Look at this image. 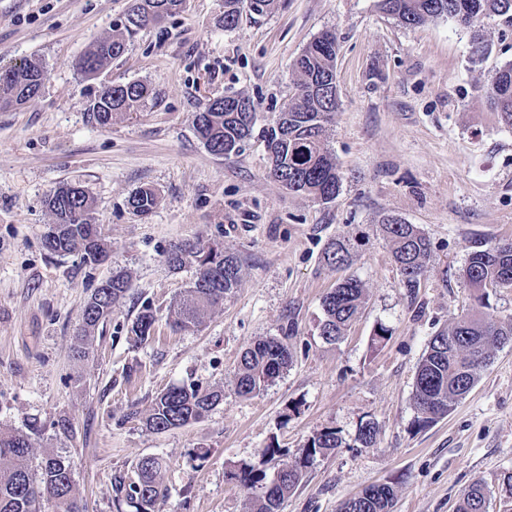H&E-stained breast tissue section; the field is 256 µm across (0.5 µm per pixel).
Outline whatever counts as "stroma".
Instances as JSON below:
<instances>
[{"label": "stroma", "instance_id": "35a3bbf8", "mask_svg": "<svg viewBox=\"0 0 512 512\" xmlns=\"http://www.w3.org/2000/svg\"><path fill=\"white\" fill-rule=\"evenodd\" d=\"M129 3L0 0V66L34 57L45 70L37 97L0 110V424L39 426L35 448L70 461L86 512H134L114 483L147 455L166 464L154 512H252L234 473L270 446L302 457L326 429L341 447L315 459L283 512H338L375 483L393 486V512H456L478 480L499 496L512 475V343L422 431L413 390L431 337L477 306L461 277L469 252L512 240V129L485 95L512 63V25L495 17L471 28L446 18L406 26L379 0H278L227 31L218 24L224 0H186L97 78L83 77L77 57L121 25ZM327 30L338 45L339 108L326 138L343 179L324 204L270 177L266 130L293 91L294 60ZM136 80L154 89L137 114L105 127L90 121L104 85ZM232 94L254 101L258 121L237 154L218 157L198 139L193 115ZM65 183L95 200L104 263L42 244L53 221L45 200ZM142 187L156 205L138 215L128 199ZM387 216L430 242L416 287L403 282L380 231ZM339 237L352 245L343 270L324 260ZM198 239L239 257L241 284L200 327L176 331L169 306L187 297L194 269L170 268L166 253ZM115 269L130 288L89 358L74 360L82 309ZM346 274L363 283L367 303L329 343L319 331L322 299ZM146 305L155 332L137 345L128 329ZM381 325L390 337L375 348ZM281 336L288 370L259 395L236 394L242 351ZM192 383L223 387V401L181 428L143 427L157 394ZM62 417L71 433L56 427ZM369 421L379 433L366 447L357 435Z\"/></svg>", "mask_w": 512, "mask_h": 512}]
</instances>
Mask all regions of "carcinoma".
Wrapping results in <instances>:
<instances>
[{
	"label": "carcinoma",
	"instance_id": "carcinoma-1",
	"mask_svg": "<svg viewBox=\"0 0 512 512\" xmlns=\"http://www.w3.org/2000/svg\"><path fill=\"white\" fill-rule=\"evenodd\" d=\"M185 0H134L125 22L112 34L96 41L79 58V73L91 79L121 57L128 43L144 28L157 24L182 10ZM277 0H224V28L238 24L243 11L263 16L272 11ZM381 8L408 26L448 17L464 27H472L487 17H502L512 25V0H380ZM295 109L278 114L267 130L270 174L285 183L288 190L306 194L324 204L338 194L342 177L336 160L324 139L339 102L320 92L322 79L336 72V35L325 31L315 37L297 57ZM44 80L40 61L29 59L3 70L0 77V109H15L29 100L33 85ZM485 94L502 123L512 128V63L500 68L487 84ZM150 95L141 81L120 83L102 91L89 107V118L100 124L117 114L132 115ZM257 122V109L247 96L210 98L194 113L197 137L213 155L225 158L239 152ZM156 204L149 187L137 190L129 199L136 213H145ZM54 218L47 230H56L53 239L43 238L51 253H78L86 263H97L96 256L107 251L99 226L90 223L95 201L86 189L67 192L59 186L46 199ZM381 229L392 244V257L405 284L413 288L423 275L430 256L427 238L413 224L386 218ZM350 252L346 240L338 239L324 253L327 264L337 268L348 264ZM169 266L180 269L195 266L190 298L172 303L168 320L174 330H191L202 325L224 297L239 286L241 265L238 258L224 253L217 242H183L167 254ZM463 279L468 288L483 287L476 295L483 311L462 316L428 343L415 377L416 424L425 428L448 415L477 384L480 372L490 362L492 349L512 341V320L502 321L486 312L488 287L512 288V246L481 243L467 257ZM110 287L94 289L81 313L72 357L85 360L100 324L112 315V308L124 296L129 276L115 271L108 278ZM366 300L362 283L344 278L336 283L322 301L320 336L338 341L357 319ZM156 315L150 308L141 310L131 323L136 343L147 341L154 332ZM291 354L286 339L269 338L248 345L242 353L235 378L236 392L243 397L260 394L288 369ZM224 397L222 389L176 386L159 393L143 419V426L155 433L186 426L202 419ZM342 439L334 430H324L312 438L302 458L288 462L281 449L268 447L256 461L233 475L245 489L252 491L254 512H281L283 502L297 488L316 457L340 447ZM33 441L29 434L0 427V512H46L51 503L54 512H72L68 505L79 504L70 463L46 453L33 466ZM163 461L146 456L135 465L136 479L118 482L117 491H126V500L135 512H153L157 500L167 488L161 482ZM393 486L373 484L345 502L348 512H392ZM489 500L484 484L472 483L462 494L456 512H488Z\"/></svg>",
	"mask_w": 512,
	"mask_h": 512
}]
</instances>
